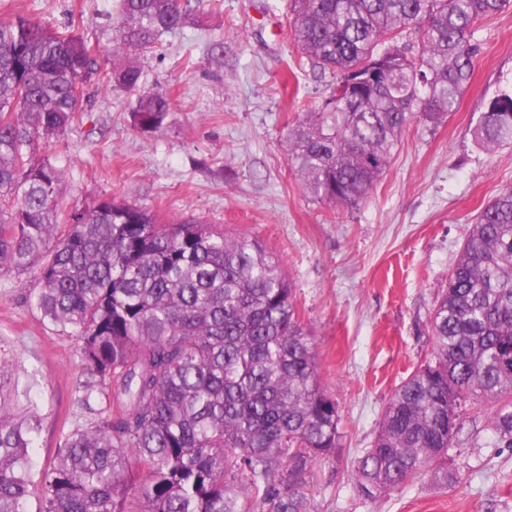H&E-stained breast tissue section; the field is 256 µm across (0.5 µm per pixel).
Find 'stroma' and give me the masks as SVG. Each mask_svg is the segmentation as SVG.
<instances>
[{
	"label": "stroma",
	"instance_id": "35a3bbf8",
	"mask_svg": "<svg viewBox=\"0 0 512 512\" xmlns=\"http://www.w3.org/2000/svg\"><path fill=\"white\" fill-rule=\"evenodd\" d=\"M112 5L0 0V18L19 7L107 46ZM288 17V0H204L182 33L140 60L147 88L172 100L159 130L134 126L136 92L95 88L81 122L38 148L65 171L61 206L112 197L164 222L193 216L229 236H256L278 258L339 414L338 447L312 475L318 512H512V448L493 447L476 407L448 451L447 475L430 470L370 497L354 471L394 390L434 358L430 317L476 216L512 188V150L491 153L472 137L488 100L512 84V9L477 25L480 50L457 111L432 131L411 123L353 207L315 200L288 164L289 128L329 92ZM33 285L28 274L0 277V347L20 357V384L42 418L33 450L41 470L89 415L73 401L77 343L41 325L27 300Z\"/></svg>",
	"mask_w": 512,
	"mask_h": 512
}]
</instances>
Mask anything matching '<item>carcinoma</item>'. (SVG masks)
<instances>
[{
  "label": "carcinoma",
  "instance_id": "obj_1",
  "mask_svg": "<svg viewBox=\"0 0 512 512\" xmlns=\"http://www.w3.org/2000/svg\"><path fill=\"white\" fill-rule=\"evenodd\" d=\"M193 1L115 0L107 50L20 13L0 19V276L32 275L42 325L78 341L75 402H106L38 472L41 417L20 409L18 360L0 349V512H29L36 479L39 512H317L305 474L335 450L339 415L278 261L255 236L161 224L112 197L64 215V171L33 152L86 111L89 85L143 87L136 58L182 31ZM511 6L290 0L294 42L332 78L288 130L308 193L366 199L412 121L434 129L457 110L475 26ZM170 111L167 94L144 90L132 118L156 130ZM473 138L489 152L512 146V88L488 100ZM430 330L434 360L395 389L356 461L371 497L435 465L448 477L462 428L449 413L462 418L469 402L491 404L493 444L512 448V188L471 226Z\"/></svg>",
  "mask_w": 512,
  "mask_h": 512
}]
</instances>
